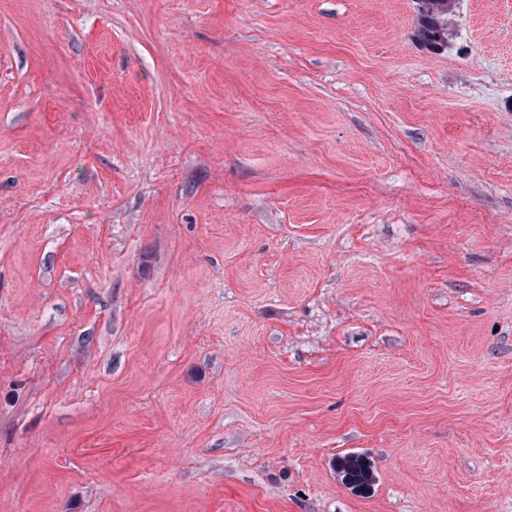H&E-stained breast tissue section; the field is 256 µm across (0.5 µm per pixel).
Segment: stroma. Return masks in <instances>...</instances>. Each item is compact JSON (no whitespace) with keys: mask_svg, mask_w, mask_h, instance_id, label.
<instances>
[{"mask_svg":"<svg viewBox=\"0 0 512 512\" xmlns=\"http://www.w3.org/2000/svg\"><path fill=\"white\" fill-rule=\"evenodd\" d=\"M417 8L0 0V512H512V0ZM428 3V0H420L419 8L421 10H425V5ZM455 1L445 0L444 4H440V7H448V12L453 9ZM418 9V19H417V33L421 35L420 44L427 50L436 52L441 48L438 45L439 39L438 34L440 32H444L447 29L448 32V12L447 13H431L428 11L427 13L422 12ZM437 46V47H436ZM337 470L344 483L354 490L365 492L371 486V474L368 464L356 455H346L337 462Z\"/></svg>","mask_w":512,"mask_h":512,"instance_id":"obj_1","label":"stroma"}]
</instances>
